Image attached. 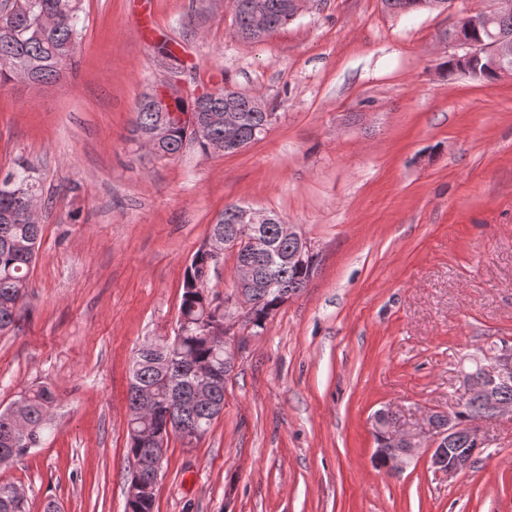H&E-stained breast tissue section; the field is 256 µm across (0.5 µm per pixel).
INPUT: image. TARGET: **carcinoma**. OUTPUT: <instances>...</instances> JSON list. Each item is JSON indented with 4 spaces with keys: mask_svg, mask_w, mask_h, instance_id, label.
Wrapping results in <instances>:
<instances>
[{
    "mask_svg": "<svg viewBox=\"0 0 512 512\" xmlns=\"http://www.w3.org/2000/svg\"><path fill=\"white\" fill-rule=\"evenodd\" d=\"M245 7L233 17L234 34L247 43L262 41L251 30L252 11L265 14L266 33L270 36L293 19L290 0H243ZM447 0H383L384 7L396 14H409L423 9H438ZM82 0H5L0 9V84L14 79L31 77L36 82L60 79L72 66L83 26L80 13ZM232 102L239 117L240 137L261 140L269 131L266 105H257L249 95L224 89V96L210 100L213 106ZM166 113L154 112L141 100L136 106V119L131 128V142L146 136L165 121ZM186 128L173 125L155 153L158 159H169L179 154L185 143ZM203 154L224 151V121L213 124L208 138L195 143ZM42 196L39 176L28 162H19L4 175L0 183V334L15 329L25 305L30 268L36 262L42 236V225L21 219L28 202ZM238 204H228L217 222L210 227L208 238H222L226 234L241 233L257 236L266 243L262 254L239 252L235 264L249 259L255 264V306L252 318L245 326L262 329L265 311L285 302V290L306 286L317 269L315 258H306L300 265L289 260L298 245L293 239L280 236L279 224H240ZM216 265L205 246L195 252L185 268L179 318L185 319L187 329L182 334L155 342L153 349H140L130 368L128 401L134 402L141 390L153 399L148 416L133 415L128 423V458L149 461L155 457L156 445L142 434L151 431L168 440L169 434L182 437L180 424L188 423L198 441L211 429L219 416L216 407L194 401L193 394L202 383L195 372L180 366L190 359L202 367L224 369V349L214 340L196 330V323L209 319L212 324L224 322V310L213 304L207 292L209 278L205 270ZM21 405L0 410V461L16 459L39 447L49 425V412L56 396L46 386L31 388L19 397ZM486 416L484 397L476 392L459 406L456 417L464 424L448 447L479 453V421ZM155 492L146 497L126 496L125 512H153ZM0 512H28L27 499L17 494L12 483H0Z\"/></svg>",
    "mask_w": 512,
    "mask_h": 512,
    "instance_id": "obj_1",
    "label": "carcinoma"
}]
</instances>
